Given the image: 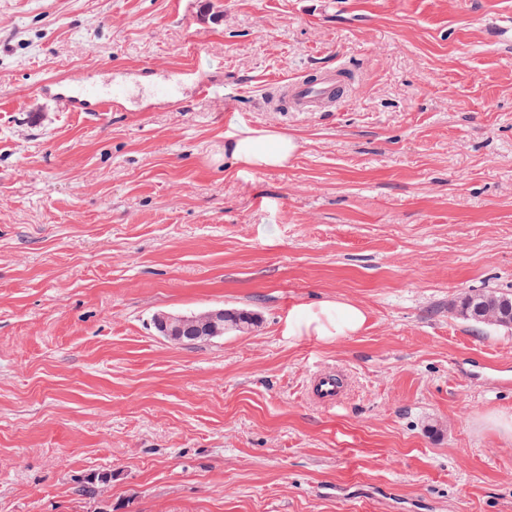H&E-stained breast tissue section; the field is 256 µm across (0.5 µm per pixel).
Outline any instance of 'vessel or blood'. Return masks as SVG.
Here are the masks:
<instances>
[{
  "label": "vessel or blood",
  "mask_w": 512,
  "mask_h": 512,
  "mask_svg": "<svg viewBox=\"0 0 512 512\" xmlns=\"http://www.w3.org/2000/svg\"><path fill=\"white\" fill-rule=\"evenodd\" d=\"M280 91L273 99L274 108L285 112H318L322 108L343 103L348 95L349 79L345 67L317 70L300 79L279 78L274 82ZM50 97L65 101L77 112H104L124 101L129 91L120 84L84 83L79 76H70L67 85L45 84ZM341 389L336 374L323 371L314 374L307 385V396L315 403L329 406L339 400Z\"/></svg>",
  "instance_id": "1"
}]
</instances>
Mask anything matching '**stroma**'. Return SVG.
<instances>
[{
    "label": "stroma",
    "mask_w": 512,
    "mask_h": 512,
    "mask_svg": "<svg viewBox=\"0 0 512 512\" xmlns=\"http://www.w3.org/2000/svg\"><path fill=\"white\" fill-rule=\"evenodd\" d=\"M512 0H0V512H512ZM344 63L328 112L278 77ZM78 70L109 112L40 93ZM205 80L207 93L196 83ZM173 84L176 99L156 88ZM302 148L225 162L237 128ZM344 300L365 328L289 337ZM257 318L178 345L158 311ZM321 370L345 391L310 402ZM493 296L497 299V301H501L502 299H511L512 301V294L506 293V292H496V291H485V292H471L468 294H465L461 300L459 301V306L463 308H467L468 314L471 316V319H467L475 324H483V325H490L483 323L481 321L477 320V317H482V310H483V303L487 302V299L485 297ZM511 301H508V306L505 305L506 302H503L499 309V314L496 316H489L487 318V321L496 322L500 320H504L506 318L511 319L512 316V306ZM501 312V313H500ZM366 322V314L357 304L324 301L301 305L288 315V335L316 336L331 343L357 334ZM112 474L109 472H98L88 476L81 482L78 492L80 496L90 499L93 502L102 503L105 488L111 483ZM100 500V501H99Z\"/></svg>",
    "instance_id": "stroma-1"
}]
</instances>
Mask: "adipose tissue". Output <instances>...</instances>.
<instances>
[{"instance_id": "obj_1", "label": "adipose tissue", "mask_w": 512, "mask_h": 512, "mask_svg": "<svg viewBox=\"0 0 512 512\" xmlns=\"http://www.w3.org/2000/svg\"><path fill=\"white\" fill-rule=\"evenodd\" d=\"M300 148L297 138L280 131L243 128L233 134L225 150L235 163L262 171L286 167ZM365 322L366 314L359 305L324 301L293 309L288 315V334L314 336L331 343L357 334Z\"/></svg>"}]
</instances>
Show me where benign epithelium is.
<instances>
[{
    "label": "benign epithelium",
    "mask_w": 512,
    "mask_h": 512,
    "mask_svg": "<svg viewBox=\"0 0 512 512\" xmlns=\"http://www.w3.org/2000/svg\"><path fill=\"white\" fill-rule=\"evenodd\" d=\"M238 316L240 312L224 308L209 309L197 315L157 312L152 323L157 335L185 344L224 336Z\"/></svg>",
    "instance_id": "1"
}]
</instances>
